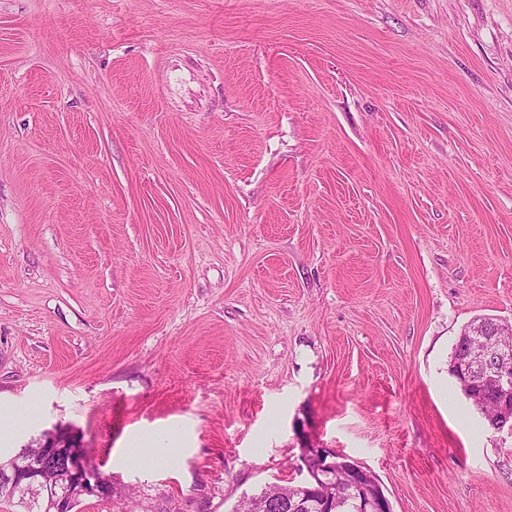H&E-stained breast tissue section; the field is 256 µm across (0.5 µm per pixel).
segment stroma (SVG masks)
Instances as JSON below:
<instances>
[{
    "label": "stroma",
    "mask_w": 512,
    "mask_h": 512,
    "mask_svg": "<svg viewBox=\"0 0 512 512\" xmlns=\"http://www.w3.org/2000/svg\"><path fill=\"white\" fill-rule=\"evenodd\" d=\"M512 322V0H0V456L231 512L305 448L512 512L449 371ZM171 464L126 451L169 435Z\"/></svg>",
    "instance_id": "1"
}]
</instances>
